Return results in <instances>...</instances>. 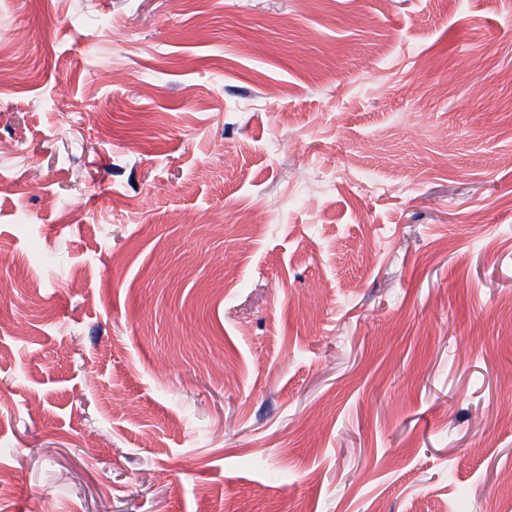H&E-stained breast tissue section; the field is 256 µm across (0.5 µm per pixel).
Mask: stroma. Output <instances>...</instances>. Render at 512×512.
<instances>
[{"mask_svg":"<svg viewBox=\"0 0 512 512\" xmlns=\"http://www.w3.org/2000/svg\"><path fill=\"white\" fill-rule=\"evenodd\" d=\"M0 472L512 512V0H0Z\"/></svg>","mask_w":512,"mask_h":512,"instance_id":"stroma-1","label":"stroma"}]
</instances>
